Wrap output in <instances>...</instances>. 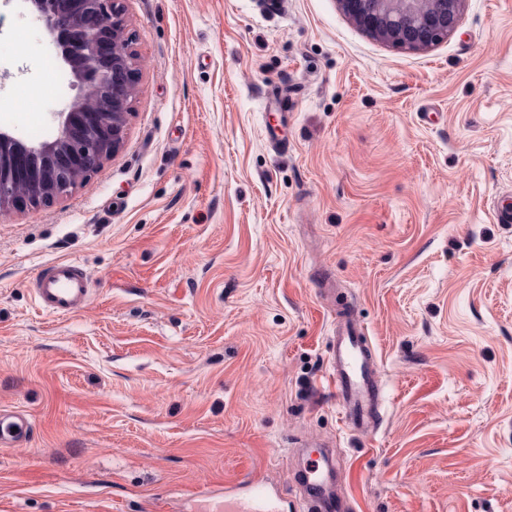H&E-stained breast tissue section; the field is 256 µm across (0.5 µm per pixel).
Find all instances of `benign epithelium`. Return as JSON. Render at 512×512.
I'll use <instances>...</instances> for the list:
<instances>
[{
    "label": "benign epithelium",
    "instance_id": "obj_1",
    "mask_svg": "<svg viewBox=\"0 0 512 512\" xmlns=\"http://www.w3.org/2000/svg\"><path fill=\"white\" fill-rule=\"evenodd\" d=\"M463 0H338L369 35L424 50L447 39ZM83 93L58 113V135L28 144L0 129V212L68 197L123 146L136 91V56L118 0H30ZM96 93L87 100L85 92Z\"/></svg>",
    "mask_w": 512,
    "mask_h": 512
}]
</instances>
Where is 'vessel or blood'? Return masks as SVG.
<instances>
[{
  "label": "vessel or blood",
  "instance_id": "b4317fda",
  "mask_svg": "<svg viewBox=\"0 0 512 512\" xmlns=\"http://www.w3.org/2000/svg\"><path fill=\"white\" fill-rule=\"evenodd\" d=\"M38 306L56 316L80 312L91 298L90 277L79 260L55 261L43 266L32 282ZM326 382L336 397L344 425L353 432L371 435L377 429L382 388L378 360L368 344L367 330L352 308L338 309ZM31 436L29 415L23 410L0 409V446L26 443ZM302 512H352L337 495L320 465H312L300 478ZM277 491L256 475L224 487V512H280Z\"/></svg>",
  "mask_w": 512,
  "mask_h": 512
}]
</instances>
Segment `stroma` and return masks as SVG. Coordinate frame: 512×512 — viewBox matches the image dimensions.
<instances>
[{
    "label": "stroma",
    "instance_id": "35a3bbf8",
    "mask_svg": "<svg viewBox=\"0 0 512 512\" xmlns=\"http://www.w3.org/2000/svg\"><path fill=\"white\" fill-rule=\"evenodd\" d=\"M119 2L122 149L0 213V408L33 425L0 447V512H196L250 470L299 512L310 437L355 512H512V0H464L419 52L337 0ZM56 55L0 0V127L23 141L78 93ZM72 258L88 306L42 312L32 280ZM350 300L383 383L369 436L325 381Z\"/></svg>",
    "mask_w": 512,
    "mask_h": 512
}]
</instances>
